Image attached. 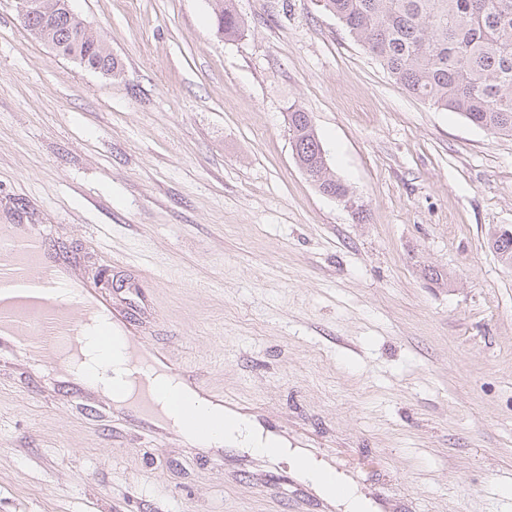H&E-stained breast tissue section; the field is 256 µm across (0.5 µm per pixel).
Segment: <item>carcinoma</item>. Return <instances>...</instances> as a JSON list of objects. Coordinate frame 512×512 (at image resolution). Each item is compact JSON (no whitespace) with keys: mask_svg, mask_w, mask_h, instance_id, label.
Returning a JSON list of instances; mask_svg holds the SVG:
<instances>
[{"mask_svg":"<svg viewBox=\"0 0 512 512\" xmlns=\"http://www.w3.org/2000/svg\"><path fill=\"white\" fill-rule=\"evenodd\" d=\"M217 31L242 35V21L226 0H214ZM323 8L371 54L402 89L431 106L456 112L492 134L512 136V0H322ZM87 21L65 11L33 17L26 28L59 54L98 62L111 74L119 63L103 40L80 39ZM291 139L299 142L297 162L324 193L353 201L347 185L323 158L312 116L288 113ZM501 261L512 264V238L491 235Z\"/></svg>","mask_w":512,"mask_h":512,"instance_id":"obj_1","label":"carcinoma"}]
</instances>
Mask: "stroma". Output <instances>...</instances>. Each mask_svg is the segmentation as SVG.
Listing matches in <instances>:
<instances>
[{
	"instance_id": "obj_1",
	"label": "stroma",
	"mask_w": 512,
	"mask_h": 512,
	"mask_svg": "<svg viewBox=\"0 0 512 512\" xmlns=\"http://www.w3.org/2000/svg\"><path fill=\"white\" fill-rule=\"evenodd\" d=\"M80 66L0 0V224H42L140 330L404 512H512V137L409 95L320 0H70ZM311 113L360 212L300 169ZM0 356V512H313L275 461L155 445ZM215 22L218 33L224 37L236 38L242 35V21L234 7L226 2L230 0H214ZM85 24L90 23L78 14L73 12L69 16L68 12L60 11L56 16L49 18L34 16L24 26L28 30H35L39 38L52 44L59 54L78 60L80 65L87 57L86 66L83 64L85 67L89 68L97 61L102 67L110 70L111 74H120L118 61L112 57V52L99 36L96 45L80 39V32L83 31Z\"/></svg>"
}]
</instances>
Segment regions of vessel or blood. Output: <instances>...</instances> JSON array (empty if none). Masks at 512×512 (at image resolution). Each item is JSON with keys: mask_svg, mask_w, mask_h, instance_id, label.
Returning a JSON list of instances; mask_svg holds the SVG:
<instances>
[{"mask_svg": "<svg viewBox=\"0 0 512 512\" xmlns=\"http://www.w3.org/2000/svg\"><path fill=\"white\" fill-rule=\"evenodd\" d=\"M88 331L101 336L106 347L127 354L131 396L122 402L104 395L87 407L90 419L113 418L143 436H177L189 447L211 445V426L205 419L184 414L173 421L163 410L167 399L187 403L196 395L225 414L237 407L214 393L184 362L139 335L133 318L114 307L111 297L96 282L77 277L69 262L48 242L44 227L0 224V351L39 350L65 364L79 353V340ZM88 373L66 376L60 392L64 403L90 396L98 388Z\"/></svg>", "mask_w": 512, "mask_h": 512, "instance_id": "b4317fda", "label": "vessel or blood"}]
</instances>
